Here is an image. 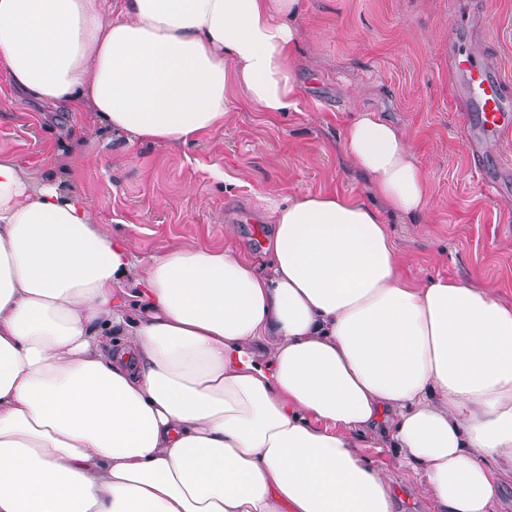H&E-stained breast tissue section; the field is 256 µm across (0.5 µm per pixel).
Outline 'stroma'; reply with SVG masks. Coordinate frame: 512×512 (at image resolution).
<instances>
[{
    "mask_svg": "<svg viewBox=\"0 0 512 512\" xmlns=\"http://www.w3.org/2000/svg\"><path fill=\"white\" fill-rule=\"evenodd\" d=\"M459 35L503 75L512 96V0H459ZM448 0H302L294 65L296 110L260 112L227 91L223 129L187 146L125 145L87 112L55 113L0 89V154L74 185L100 223L140 261L169 247L228 248L267 260L264 197L324 190L375 197L346 162L342 136L356 111L405 129L424 171L425 223L390 217L405 276L442 275L488 290L512 307V145L475 171V136L455 104L448 70ZM75 140L62 139L61 127ZM385 469L400 512H431L419 476L390 448L363 442Z\"/></svg>",
    "mask_w": 512,
    "mask_h": 512,
    "instance_id": "stroma-1",
    "label": "stroma"
}]
</instances>
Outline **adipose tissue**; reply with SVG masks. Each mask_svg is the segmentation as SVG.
Wrapping results in <instances>:
<instances>
[{
    "label": "adipose tissue",
    "mask_w": 512,
    "mask_h": 512,
    "mask_svg": "<svg viewBox=\"0 0 512 512\" xmlns=\"http://www.w3.org/2000/svg\"><path fill=\"white\" fill-rule=\"evenodd\" d=\"M0 0L21 99L127 143L223 128L226 90L299 99L301 0ZM343 152L381 207L269 199V261L173 246L147 264L84 195L0 154V512H395L372 439L434 512L512 477V308L407 280L386 214L420 219L406 134L370 111Z\"/></svg>",
    "instance_id": "adipose-tissue-1"
}]
</instances>
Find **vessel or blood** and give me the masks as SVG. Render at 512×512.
Masks as SVG:
<instances>
[{
    "mask_svg": "<svg viewBox=\"0 0 512 512\" xmlns=\"http://www.w3.org/2000/svg\"><path fill=\"white\" fill-rule=\"evenodd\" d=\"M448 61L461 106L480 131L472 153L483 157L487 148L512 140V99L503 92L501 73L463 43L454 27L448 31Z\"/></svg>",
    "mask_w": 512,
    "mask_h": 512,
    "instance_id": "1",
    "label": "vessel or blood"
}]
</instances>
